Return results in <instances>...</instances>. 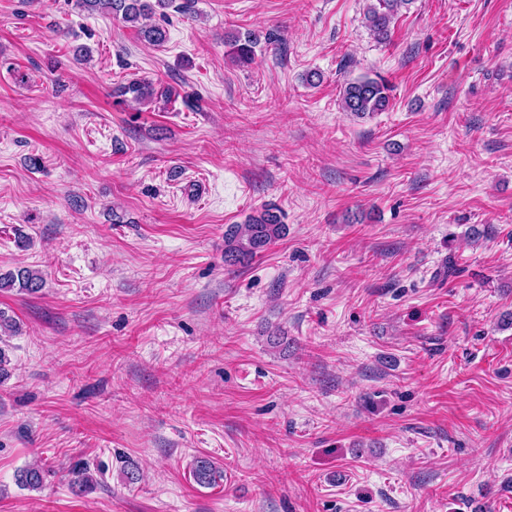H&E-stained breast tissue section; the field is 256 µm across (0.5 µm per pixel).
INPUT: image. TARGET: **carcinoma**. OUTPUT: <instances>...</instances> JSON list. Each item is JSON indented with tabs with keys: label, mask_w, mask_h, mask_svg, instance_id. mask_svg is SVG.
Masks as SVG:
<instances>
[{
	"label": "carcinoma",
	"mask_w": 512,
	"mask_h": 512,
	"mask_svg": "<svg viewBox=\"0 0 512 512\" xmlns=\"http://www.w3.org/2000/svg\"><path fill=\"white\" fill-rule=\"evenodd\" d=\"M173 0H75L76 6L88 13L108 12L138 30L139 35L149 44L160 45L167 40L165 29L151 22L155 16H166ZM413 0H369L366 9V25L379 41L388 39L390 25L401 8ZM230 47L231 58L249 65L254 60L258 38L255 34H230L225 39ZM112 95L123 102L132 100L140 104L154 95L152 81L146 78H132L120 83L112 90ZM389 86L382 79L365 78L344 85L342 108L351 115L363 118L384 112L389 108ZM284 231L281 216L277 208L266 206L243 224L232 225L224 234V260L227 262H247L267 246L279 240ZM43 285L39 271L29 267H19L7 274H0V289L18 287L23 291L35 293ZM217 470L207 459H199L193 469V477L199 485L213 486L216 483ZM43 471L38 467H29L20 471L18 482L31 490L41 488Z\"/></svg>",
	"instance_id": "carcinoma-1"
}]
</instances>
